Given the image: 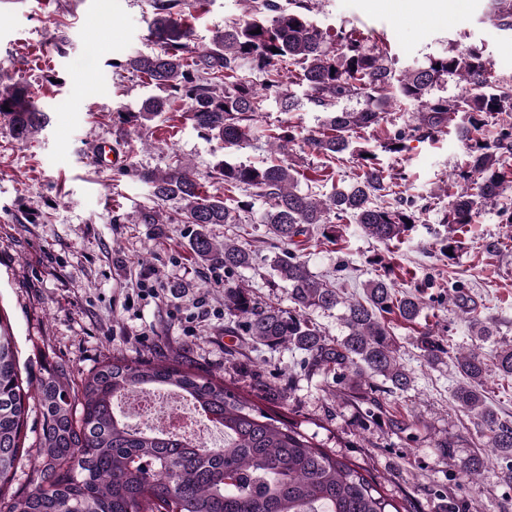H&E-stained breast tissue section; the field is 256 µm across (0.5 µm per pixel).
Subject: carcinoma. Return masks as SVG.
<instances>
[{"instance_id":"cac0c4a2","label":"carcinoma","mask_w":512,"mask_h":512,"mask_svg":"<svg viewBox=\"0 0 512 512\" xmlns=\"http://www.w3.org/2000/svg\"><path fill=\"white\" fill-rule=\"evenodd\" d=\"M489 20L512 30V0H495ZM253 16L215 33L211 47L191 48L192 29L181 16L189 0H150V38L156 48L114 62L115 69L143 77L163 91L145 99L138 110H119L123 123L143 127L162 117L175 102L187 100L185 119L202 134L224 145L249 140L256 118L270 101L294 112L300 100L284 92L283 66L304 88V99L325 114L317 131L304 140L323 157L327 168L340 160L353 140L386 122L384 104L416 106L415 122L393 126L386 149L400 151L411 139L432 138L451 122L471 138L468 159L448 177L460 190L450 195L442 223L464 227L476 223L479 208L512 188V82L500 79L492 62L477 48L430 56L405 71L387 48L366 45L353 32L336 34V49L310 20L312 0H253ZM261 33L256 34L254 30ZM278 52H272V49ZM262 76L256 81L244 66ZM445 76L466 83L457 97L431 91ZM359 101V107L341 106ZM8 109H3V106ZM0 117L16 138L26 141L48 122L30 86L0 87ZM298 136L297 126L270 130L276 156L260 163L222 161L211 178L224 184L226 195H211L191 165L171 152L164 170L140 171L150 185L152 205L142 209L139 223L162 233L165 224L189 225V245L208 268L231 274L253 265V252L232 241L218 243L211 224H241L261 201L264 210L255 223L267 228L278 250L270 268L288 290L293 309L259 302L240 285H224V311L243 320L247 335L260 345H288L305 352L312 366L336 374V383L352 378L374 388V379L405 392L412 378L399 360V346L384 315L396 314L416 322L424 309L414 293L397 290L392 271L368 281L364 296L347 300L339 289L310 270L295 250V238L313 225L338 239V227L357 224L370 238L390 245L418 223L421 206L402 197L398 178L363 147L360 173L345 190L315 199L298 188L295 169L285 157ZM180 204L177 216L163 205ZM456 310L466 316L473 338L494 336L487 320L462 289L455 285ZM308 310L339 312L344 328L329 339L307 320ZM423 359L436 365L445 349L438 336L423 332L417 339ZM475 345L455 358L463 382L453 397L474 414L486 447L474 449L462 473L483 474L485 454L500 457L499 483L512 487V422L486 405L484 388L498 376L512 379V345L497 351L488 364ZM176 391L196 410L224 427V448L207 449L181 434L133 427L118 404L132 391ZM40 434L35 448L36 482L13 499L8 512H402L404 506L364 467L328 450L260 408L224 378L206 374L177 357L161 364L114 355L70 385L67 367L52 363L37 387ZM29 415V396L19 378L14 337L0 320V485L15 469L20 439Z\"/></svg>"}]
</instances>
